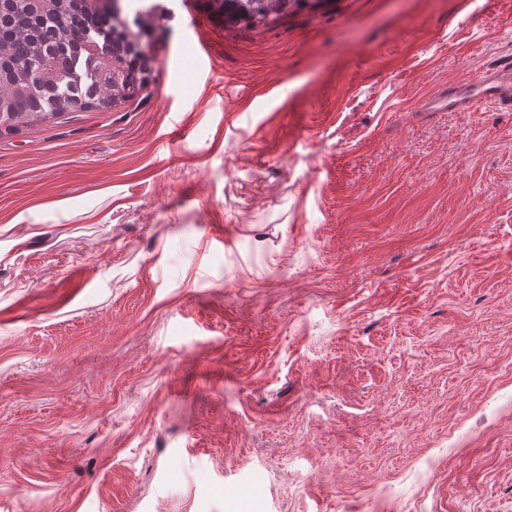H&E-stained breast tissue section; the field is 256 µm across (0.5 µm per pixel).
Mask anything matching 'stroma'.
<instances>
[{
    "instance_id": "35a3bbf8",
    "label": "stroma",
    "mask_w": 512,
    "mask_h": 512,
    "mask_svg": "<svg viewBox=\"0 0 512 512\" xmlns=\"http://www.w3.org/2000/svg\"><path fill=\"white\" fill-rule=\"evenodd\" d=\"M156 2L0 133V512H512V0ZM239 1L235 7L228 8L225 2ZM316 0L310 3L308 0H208V7L215 13L224 15L227 22H234L240 20H264L271 14H280L288 10L293 3L296 8L310 5L312 8L319 6ZM224 2V3H221ZM494 104L512 109V60L488 66L428 102L431 112L477 111Z\"/></svg>"
}]
</instances>
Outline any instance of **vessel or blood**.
<instances>
[{
    "mask_svg": "<svg viewBox=\"0 0 512 512\" xmlns=\"http://www.w3.org/2000/svg\"><path fill=\"white\" fill-rule=\"evenodd\" d=\"M493 104L512 109V60L481 69L468 81L428 103L430 111H476Z\"/></svg>",
    "mask_w": 512,
    "mask_h": 512,
    "instance_id": "vessel-or-blood-1",
    "label": "vessel or blood"
}]
</instances>
